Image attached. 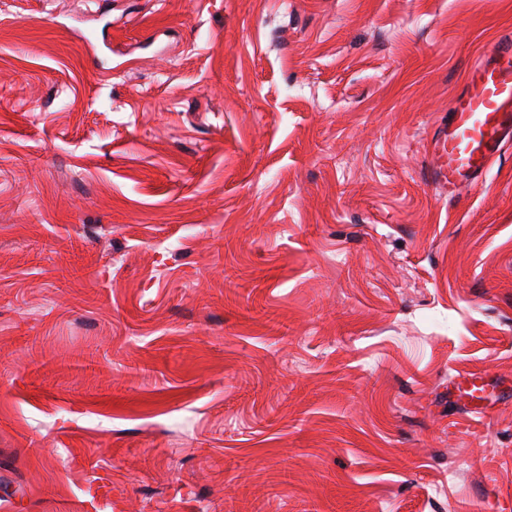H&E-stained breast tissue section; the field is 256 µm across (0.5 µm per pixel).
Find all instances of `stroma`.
Returning a JSON list of instances; mask_svg holds the SVG:
<instances>
[{"mask_svg":"<svg viewBox=\"0 0 512 512\" xmlns=\"http://www.w3.org/2000/svg\"><path fill=\"white\" fill-rule=\"evenodd\" d=\"M509 35L512 0H0L15 512H512V142L423 177ZM463 384L462 391L470 398L471 402L475 403L471 413L482 416L484 414L482 404L490 397L488 384L484 382V377L472 374L464 378Z\"/></svg>","mask_w":512,"mask_h":512,"instance_id":"obj_1","label":"stroma"}]
</instances>
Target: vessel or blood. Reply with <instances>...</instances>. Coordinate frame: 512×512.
Here are the masks:
<instances>
[{"label":"vessel or blood","instance_id":"1","mask_svg":"<svg viewBox=\"0 0 512 512\" xmlns=\"http://www.w3.org/2000/svg\"><path fill=\"white\" fill-rule=\"evenodd\" d=\"M512 141V39H502L465 74L464 89L448 104V123L435 132L426 179L449 196L476 186L503 145ZM463 392L483 415L489 399L483 377H465Z\"/></svg>","mask_w":512,"mask_h":512}]
</instances>
